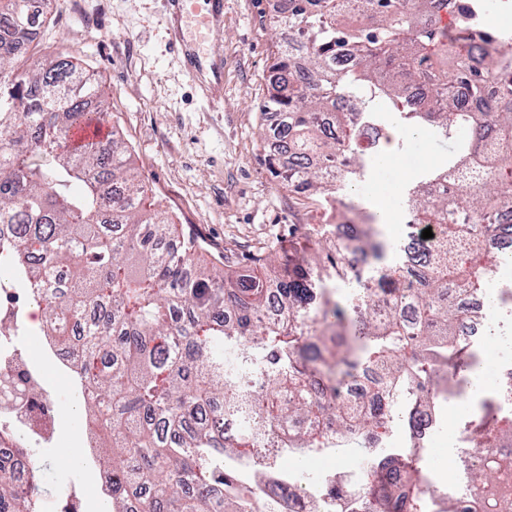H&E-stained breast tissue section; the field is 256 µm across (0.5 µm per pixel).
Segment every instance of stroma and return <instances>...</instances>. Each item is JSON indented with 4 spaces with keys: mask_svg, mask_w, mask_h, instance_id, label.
I'll list each match as a JSON object with an SVG mask.
<instances>
[{
    "mask_svg": "<svg viewBox=\"0 0 512 512\" xmlns=\"http://www.w3.org/2000/svg\"><path fill=\"white\" fill-rule=\"evenodd\" d=\"M273 17V0H224L217 45L224 90L215 106L202 100L169 52L166 0H66L62 11L38 21L30 47L31 56L65 55L90 70L149 188V202L203 240L206 261L230 259L234 273L251 269L252 257L272 249L284 260L298 256L309 247L299 225L320 216L275 177L261 136L260 106L277 44ZM455 150L454 141L428 134L387 138L377 150L388 159L387 171L365 172L341 199L371 216L388 204L396 220L383 232L389 242L402 243L408 227L398 219L401 188ZM18 345L40 366L62 413L54 442L39 448L48 492L43 512H60L74 494L83 512H94L102 477L89 456L95 441L71 410L70 385L44 358L36 337H19Z\"/></svg>",
    "mask_w": 512,
    "mask_h": 512,
    "instance_id": "1",
    "label": "stroma"
}]
</instances>
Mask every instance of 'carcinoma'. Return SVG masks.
<instances>
[{"label":"carcinoma","mask_w":512,"mask_h":512,"mask_svg":"<svg viewBox=\"0 0 512 512\" xmlns=\"http://www.w3.org/2000/svg\"><path fill=\"white\" fill-rule=\"evenodd\" d=\"M22 0H0V265L28 285V301L42 308L40 335L73 358L76 402L97 413L112 464L107 512H282L263 502L255 485L227 459L272 467L249 436L224 428V404L236 396L240 367L224 352L245 350L253 370L267 372L269 388L250 419L269 424L280 447L300 456L323 445L328 424L336 435L368 441L394 422L347 405L336 413V383L359 374L394 390L453 393L457 366L473 353L459 339L465 296L482 291L498 262L484 249L497 230L500 205L512 194V85L501 89L493 114L471 112L448 92L438 105L416 99L411 85L438 91L451 84L482 99L498 73L512 72V39L487 20L481 0H276V25L304 49L302 70L289 73L290 41L280 35L261 117H280L288 153L276 174L288 191L324 210L304 225L320 249L287 277L270 276L277 254L253 259L234 277L201 263L198 237L180 231L162 209L145 205L147 189L128 146L112 136L75 144L71 129L111 114L99 86L67 58L14 63L32 41L35 15ZM457 20L448 34L442 15ZM484 52L482 67L468 60ZM361 103L358 122L336 110V99ZM409 133L426 128L457 142L455 160L422 179L403 200L415 224H442L445 237L411 270V251L399 247L397 275L369 279L349 305L333 299L327 283L348 277L349 254L385 246L372 234L341 240L328 224L331 203L357 180L355 162L340 169L336 156L359 152L360 128L377 112ZM496 177L459 197L449 180L466 182L478 165ZM389 300L418 309L411 326ZM0 444L29 462L27 484L0 464V512H42V457L21 429L0 423ZM388 512H428L424 476L397 457L382 456ZM400 471L403 481L391 478ZM377 474L355 493L371 512ZM468 512H512V456L474 460L464 489Z\"/></svg>","instance_id":"carcinoma-1"}]
</instances>
